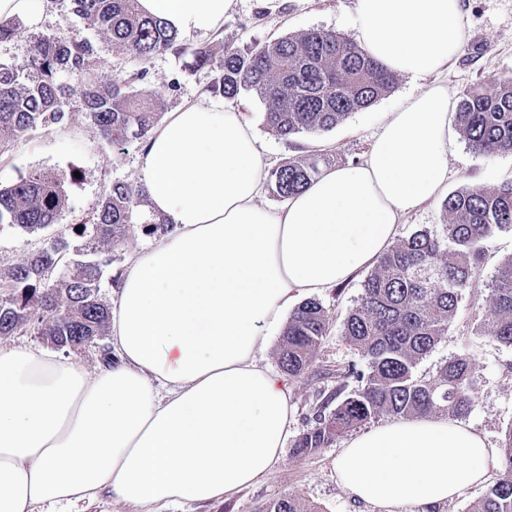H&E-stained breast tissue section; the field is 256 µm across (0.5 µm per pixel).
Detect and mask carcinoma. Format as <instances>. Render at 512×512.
Instances as JSON below:
<instances>
[{"instance_id":"obj_1","label":"carcinoma","mask_w":512,"mask_h":512,"mask_svg":"<svg viewBox=\"0 0 512 512\" xmlns=\"http://www.w3.org/2000/svg\"><path fill=\"white\" fill-rule=\"evenodd\" d=\"M72 11L107 35L112 49L147 62L159 53L189 56L187 66L213 73L210 92L233 98L245 91L265 106L267 128L288 139L318 136L350 114L371 106L395 85L387 71L356 43L332 31L309 29L247 50L224 47L217 57L205 46L190 47L166 22L142 14L137 0H69ZM94 53L91 41L51 34L32 43L28 68L0 61V142L72 118L74 93L58 81L62 71L85 70ZM148 71L117 77L106 86L88 85L80 93L85 111L103 138L115 143L132 136L146 140L165 110L164 95L146 86ZM459 132L478 155L512 151V80L493 93L471 88L456 112ZM322 158H292L273 169L268 181L287 199L320 173ZM143 191L125 182L112 184L94 214L78 228L95 258L72 248L64 233L49 238L40 251L0 271L7 288L0 293V335L26 327L61 349L96 344L100 360H112L103 343L109 319L100 295L102 268L130 233L136 220L147 231H168L164 221L141 212ZM66 191L56 178L33 173L0 187V224L27 232L56 223ZM446 223L440 233L419 230L397 240L366 277L356 306L342 323L341 336L357 351L355 364L326 369L336 389L314 406L311 427L294 442L295 453L328 448L349 433L387 416L410 419L467 416L474 406L479 375L475 362L459 356L433 372L420 364L448 336L462 292L481 272L487 243L497 231L512 230V183L495 191L473 187L443 201ZM323 304L310 298L293 311L278 348V363L290 380L315 374V357L329 332ZM479 332L512 347V257L497 268L491 306ZM356 389L344 394L349 379ZM503 469L470 512H512V423L501 441ZM259 512H316L288 496Z\"/></svg>"}]
</instances>
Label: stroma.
Returning <instances> with one entry per match:
<instances>
[{
    "label": "stroma",
    "mask_w": 512,
    "mask_h": 512,
    "mask_svg": "<svg viewBox=\"0 0 512 512\" xmlns=\"http://www.w3.org/2000/svg\"><path fill=\"white\" fill-rule=\"evenodd\" d=\"M467 37L460 54L438 80L448 88L452 99L473 87L493 91L512 78V0H462ZM21 37L0 42V60L16 67H27L35 38L56 33L77 34L89 39L95 53L88 70L66 72L61 80L73 89L86 82L107 84L115 76L147 69L149 88L162 92L167 111L186 103L213 99L215 105L241 112L252 124L270 166L286 159L311 153L321 155L324 167L362 162L383 118L409 94L418 92L421 80L398 76L391 92L373 105L352 113L333 130L320 136L298 135L282 139L269 131L264 121V107L249 94L235 100L211 98L207 87L210 70L187 68L184 59L169 53L141 62L127 54H116L108 39L77 17L62 0H37L34 14L21 17ZM309 29L331 30L355 38L352 0H283L276 12L262 10L258 0H237L234 12L225 18L221 29L206 36H190L192 46L206 45L221 50L224 45L249 48ZM72 120L50 125L26 134L17 141L0 145V186L5 187L20 175L38 172L61 178L68 200L58 230L71 231L82 219L91 216L112 183L138 184L137 158L140 142L117 146L104 140L97 127L72 102ZM512 182V153L481 156L473 153L461 134H454L448 153V191L471 187L487 191ZM46 232L28 233L9 224H0V266H7L39 250ZM155 235L134 226L129 237L112 250V262L103 270L100 294L112 301L117 294V278L130 254L155 242ZM512 256V230L496 232L488 243L482 271L471 288L465 289L456 316L442 340L421 365L432 371L445 360L466 355L479 372V385L471 413L463 422L484 435L491 445H499L502 434L512 423V347L499 344L489 336L477 335L475 328L485 318L490 303V284L498 265ZM360 270L349 282L323 291L319 299L330 315V332L321 345L316 363L319 368H335L358 362L357 353L342 341L341 324L356 304L367 277ZM330 378L317 375L292 382L293 414L289 439H296L310 424L311 411L321 391L335 387ZM341 444L322 448L306 456L294 455L285 447L270 474L257 484L217 502H185L154 507L153 512H255L258 506L282 497L318 507L319 512H376L366 503L354 500L338 483L333 462Z\"/></svg>",
    "instance_id": "obj_1"
}]
</instances>
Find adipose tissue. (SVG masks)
<instances>
[{
    "label": "adipose tissue",
    "instance_id": "adipose-tissue-1",
    "mask_svg": "<svg viewBox=\"0 0 512 512\" xmlns=\"http://www.w3.org/2000/svg\"><path fill=\"white\" fill-rule=\"evenodd\" d=\"M174 30L220 29L234 0H139ZM358 45L426 79L386 113L359 164L323 171L281 208L250 123L203 101L168 113L139 153L150 208L170 233L134 252L111 312V364L0 347V512H71L102 495L134 507L207 503L267 476L292 414L284 375L262 365L300 296L375 263L403 217L448 181L451 97L435 77L466 40L461 0H354ZM493 449L445 418L351 436L339 483L380 512H428L486 477Z\"/></svg>",
    "mask_w": 512,
    "mask_h": 512
}]
</instances>
